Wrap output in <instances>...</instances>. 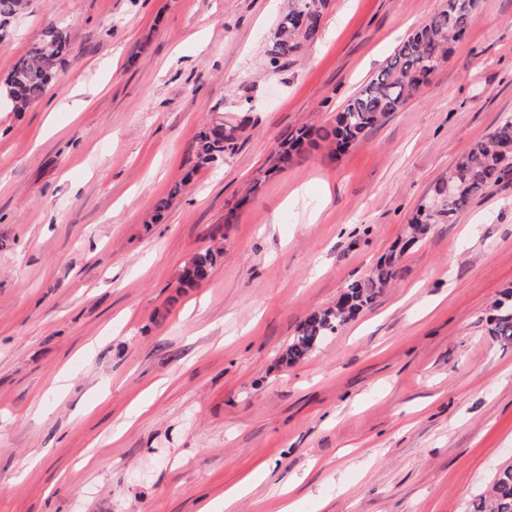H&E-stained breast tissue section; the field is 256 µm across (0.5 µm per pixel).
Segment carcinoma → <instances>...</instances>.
I'll return each mask as SVG.
<instances>
[{"mask_svg":"<svg viewBox=\"0 0 512 512\" xmlns=\"http://www.w3.org/2000/svg\"><path fill=\"white\" fill-rule=\"evenodd\" d=\"M28 0H0V44L11 36V24ZM328 0H288L272 46L270 64L294 56L304 45L322 35ZM480 0H444L404 39L391 58L373 77L349 98L328 125L306 128L282 146L277 162L285 164L294 154L324 146L336 156L363 143L368 134L387 120L426 86L431 76L448 60L453 44L461 40ZM70 42L63 32L50 30L47 39L33 44L0 81V100L13 112L26 110L40 99L69 52ZM248 124L222 119L211 122L193 142L190 153L194 167H215L233 151ZM512 171V117L504 118L483 140L461 154L448 173L435 180L418 203L410 221L412 234L385 255L371 272L347 284L336 304L310 313L298 326L296 335L281 354L287 365L312 356L324 340L369 308L397 274L401 254L422 241L437 224H452L477 196L493 189ZM224 262V246L214 244L193 254L178 276L181 289L196 288ZM498 302L495 334L512 339V290ZM469 512H512V464L498 469L488 488L477 495Z\"/></svg>","mask_w":512,"mask_h":512,"instance_id":"obj_1","label":"carcinoma"}]
</instances>
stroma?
<instances>
[{"mask_svg": "<svg viewBox=\"0 0 512 512\" xmlns=\"http://www.w3.org/2000/svg\"><path fill=\"white\" fill-rule=\"evenodd\" d=\"M441 4L330 0L321 39L274 72L288 0H29L0 76L48 28L71 50L39 101L0 106V512H217L246 480L236 512H469L512 463V341L492 331L512 175L312 357L279 361L512 116V0H482L361 145L273 170ZM219 117L249 123L223 165L193 169ZM217 228L223 263L179 291Z\"/></svg>", "mask_w": 512, "mask_h": 512, "instance_id": "stroma-1", "label": "stroma"}]
</instances>
